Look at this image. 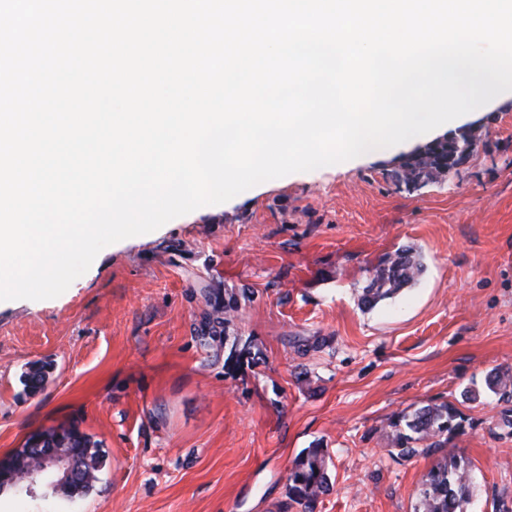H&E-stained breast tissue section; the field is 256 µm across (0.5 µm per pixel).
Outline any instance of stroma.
<instances>
[{
  "mask_svg": "<svg viewBox=\"0 0 512 512\" xmlns=\"http://www.w3.org/2000/svg\"><path fill=\"white\" fill-rule=\"evenodd\" d=\"M456 125L481 142L449 180L391 176L441 126L111 244L57 298L0 302V459L68 423L104 453L86 495L5 492L0 512H304L288 476L307 448L330 477L313 512H415L447 452L472 465L466 512H512V399L485 384L512 368V100ZM408 247L417 281L362 308L371 269ZM232 296L236 349L205 344L203 312ZM33 361L49 373L29 395ZM428 403L467 427L392 455L390 421ZM47 364L41 361H34L28 364L27 370L22 375V383L29 395H34L44 387L48 371Z\"/></svg>",
  "mask_w": 512,
  "mask_h": 512,
  "instance_id": "35a3bbf8",
  "label": "stroma"
}]
</instances>
